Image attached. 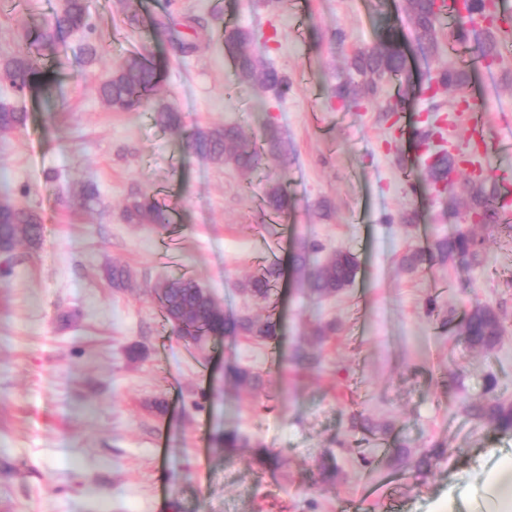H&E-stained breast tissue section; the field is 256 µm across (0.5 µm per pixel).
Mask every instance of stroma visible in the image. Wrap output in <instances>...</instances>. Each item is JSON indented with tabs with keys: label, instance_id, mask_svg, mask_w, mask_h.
<instances>
[{
	"label": "stroma",
	"instance_id": "1",
	"mask_svg": "<svg viewBox=\"0 0 512 512\" xmlns=\"http://www.w3.org/2000/svg\"><path fill=\"white\" fill-rule=\"evenodd\" d=\"M139 2L131 23L120 0H87L91 32L40 56V85L0 81V104L28 114L0 137V197L43 225L0 272V512H469L512 464V432L466 412L512 404V226L472 222L465 191L479 171L512 195V152L500 149L512 139V55L433 98L430 74L471 57L443 48L416 57L403 111L344 110L333 89L353 52L389 24L410 38L405 0ZM58 6L0 0V63ZM165 16L194 53L154 27ZM228 26L252 34L249 51L288 77V94L238 82ZM89 39L104 48L90 63ZM135 51L153 62L156 87L143 106L113 111L95 87ZM460 101L490 115L483 152L471 153L463 121L444 123ZM158 104L180 114V129L156 124ZM237 122L256 143L279 137L287 157L263 156L246 175L188 149L195 128ZM441 149L458 162L449 197L420 179ZM271 178L288 188V214L264 206ZM87 185L100 194L91 209ZM142 193L172 224L126 222ZM462 230L482 238L481 262H440L436 242ZM312 244L322 260L353 253L354 282L311 297L292 256ZM272 264L271 300L242 291ZM115 265L130 270L128 287L112 286ZM183 276L228 314L280 316L279 339L186 342L152 291ZM478 305L501 323L489 351L462 333ZM239 369L259 385L239 384ZM228 431L245 447L225 448ZM435 448L444 456L415 470Z\"/></svg>",
	"mask_w": 512,
	"mask_h": 512
}]
</instances>
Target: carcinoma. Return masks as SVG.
<instances>
[{
  "mask_svg": "<svg viewBox=\"0 0 512 512\" xmlns=\"http://www.w3.org/2000/svg\"><path fill=\"white\" fill-rule=\"evenodd\" d=\"M493 8V18L507 13L506 0H440L434 5L428 0H406L405 13L410 19L415 36V52L423 57L432 56L439 49L438 37L442 28H452V39L448 49L456 46L469 47L475 51L472 65L487 69L500 59L497 27L484 26L481 21L487 18L488 8ZM158 28L169 35V40L181 54L195 50L194 44L181 38L170 21L157 22ZM88 26V13L85 0H61L53 23L37 37L32 47L20 52L0 66L13 86L22 90L31 88L43 79V74L33 57V50L52 48L65 42L73 32ZM252 40L249 31L230 28L225 31L224 44L231 56L236 77L241 84L258 87L278 94L288 92V78L267 65L260 56L243 50ZM402 44L398 29L384 28L378 35V46L371 50L354 53L345 74L336 85V99L356 104L361 99L371 100L381 96L386 83H403L409 79V54L413 52ZM470 73L462 68L443 67L437 71L429 88L439 93L449 89H460L469 83ZM156 85V73L148 59L135 53L113 70L112 74L97 87L101 99L116 111H129L143 103V97ZM156 120L163 126L176 129L180 117L167 106L160 104L155 109ZM23 112L0 105V136H6L25 124ZM193 151L219 165H232L246 173L253 172L262 153L283 157L286 145L277 137L267 139V148L257 146L244 138L242 129L236 125H223L198 128L191 137ZM456 158L446 150H439L426 168V179L432 189L441 193L448 188L449 176ZM470 216L483 224L501 221L495 190L486 189L480 183L470 188ZM266 207L275 214L288 210L291 198L281 181H270L264 189ZM125 220L130 224L162 225L171 223L169 211L151 196L139 194L131 197L124 208ZM42 225L31 210L16 205L9 198H0V246L4 249V271L11 270V255L21 241L36 243L41 237ZM483 240L468 231H461L451 239H442L436 250L443 261L477 263L481 260ZM296 272L304 275L310 292L317 296H327L348 287L355 279L358 262L348 251L334 252L326 263L309 268L306 248L294 255ZM278 277L275 265L266 267L262 273L251 277L244 289L253 297L270 299ZM166 319L177 328L181 336L195 342L209 336L238 335L253 336L265 341L278 338L279 323L271 315L263 319L234 317L224 312L213 298L191 277L160 282L153 286ZM463 334L473 347L483 350L493 349L500 335V322L497 313L490 307L476 306L468 314L463 326ZM471 415L500 431H512V404L497 400L485 404H474L469 408Z\"/></svg>",
  "mask_w": 512,
  "mask_h": 512,
  "instance_id": "1",
  "label": "carcinoma"
}]
</instances>
